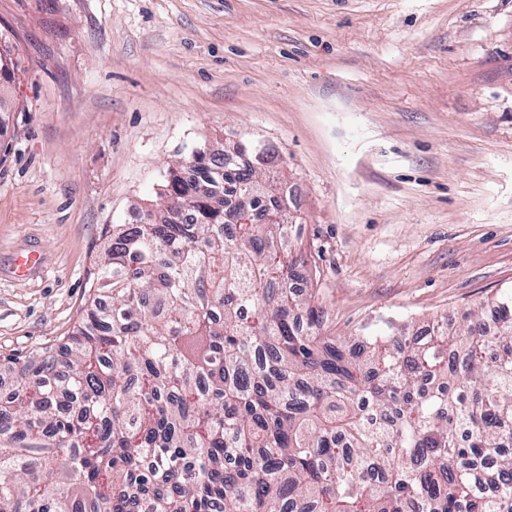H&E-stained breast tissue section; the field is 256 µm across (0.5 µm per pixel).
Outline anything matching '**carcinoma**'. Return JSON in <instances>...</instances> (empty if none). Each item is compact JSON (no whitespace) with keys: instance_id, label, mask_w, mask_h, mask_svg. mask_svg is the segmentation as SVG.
<instances>
[{"instance_id":"1","label":"carcinoma","mask_w":512,"mask_h":512,"mask_svg":"<svg viewBox=\"0 0 512 512\" xmlns=\"http://www.w3.org/2000/svg\"><path fill=\"white\" fill-rule=\"evenodd\" d=\"M247 156L168 169L161 219L105 225L63 358L0 362V512H512V289L422 341L344 347Z\"/></svg>"}]
</instances>
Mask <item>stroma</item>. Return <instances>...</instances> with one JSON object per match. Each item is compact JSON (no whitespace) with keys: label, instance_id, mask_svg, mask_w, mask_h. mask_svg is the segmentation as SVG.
<instances>
[{"label":"stroma","instance_id":"35a3bbf8","mask_svg":"<svg viewBox=\"0 0 512 512\" xmlns=\"http://www.w3.org/2000/svg\"><path fill=\"white\" fill-rule=\"evenodd\" d=\"M0 25L1 359L69 336L104 225L205 141L265 145L341 342L512 287V0H0Z\"/></svg>","mask_w":512,"mask_h":512}]
</instances>
